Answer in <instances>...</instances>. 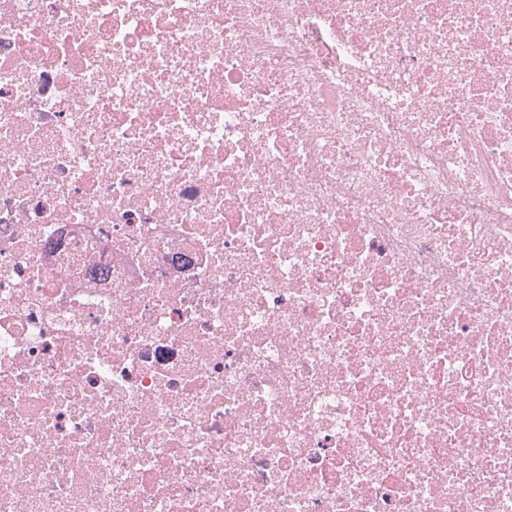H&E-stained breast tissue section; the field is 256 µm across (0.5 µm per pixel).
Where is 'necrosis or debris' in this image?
Masks as SVG:
<instances>
[{
	"label": "necrosis or debris",
	"instance_id": "necrosis-or-debris-1",
	"mask_svg": "<svg viewBox=\"0 0 512 512\" xmlns=\"http://www.w3.org/2000/svg\"><path fill=\"white\" fill-rule=\"evenodd\" d=\"M0 512H512V0H0Z\"/></svg>",
	"mask_w": 512,
	"mask_h": 512
}]
</instances>
